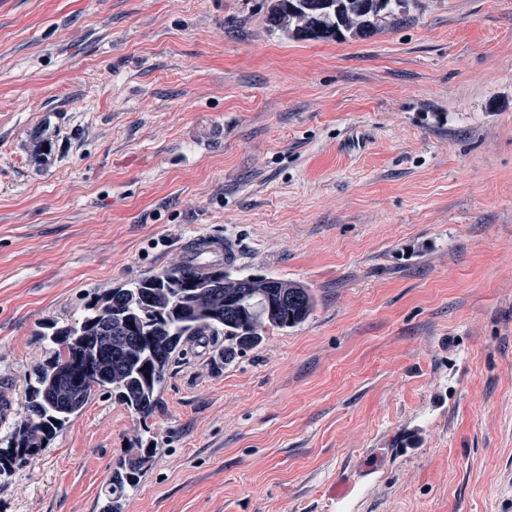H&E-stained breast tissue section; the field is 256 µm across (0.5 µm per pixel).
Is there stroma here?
I'll list each match as a JSON object with an SVG mask.
<instances>
[{
  "label": "stroma",
  "instance_id": "stroma-1",
  "mask_svg": "<svg viewBox=\"0 0 512 512\" xmlns=\"http://www.w3.org/2000/svg\"><path fill=\"white\" fill-rule=\"evenodd\" d=\"M270 5L0 0V448L106 290L191 262L317 298L224 365L190 338L149 417L96 394L0 512H102L145 448L123 512H512V0L328 42ZM146 456L129 457L119 460L108 479V504L103 512H122L121 502L126 497L128 487H134L138 481Z\"/></svg>",
  "mask_w": 512,
  "mask_h": 512
}]
</instances>
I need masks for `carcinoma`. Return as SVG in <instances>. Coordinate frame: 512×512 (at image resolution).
I'll return each instance as SVG.
<instances>
[{"label":"carcinoma","instance_id":"obj_1","mask_svg":"<svg viewBox=\"0 0 512 512\" xmlns=\"http://www.w3.org/2000/svg\"><path fill=\"white\" fill-rule=\"evenodd\" d=\"M409 0H273L267 21L297 40L367 38L379 21L406 13ZM307 286L253 275L243 284L219 266L180 264L112 288L88 305L73 325L57 332L60 349L36 369L27 415L0 448V475L23 466L98 392L112 393L127 408L152 413L170 363L184 338L210 331L224 337L222 359L259 346L272 326L288 330L314 311ZM145 457L119 460L108 479L103 512H122L128 488L136 485Z\"/></svg>","mask_w":512,"mask_h":512}]
</instances>
